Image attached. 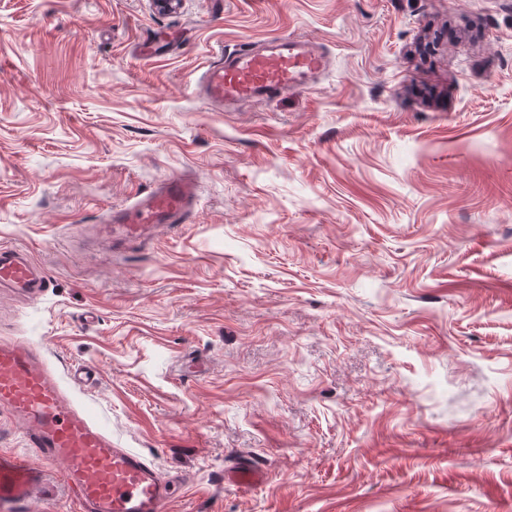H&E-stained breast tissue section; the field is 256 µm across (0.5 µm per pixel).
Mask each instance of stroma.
I'll list each match as a JSON object with an SVG mask.
<instances>
[{"label":"stroma","mask_w":512,"mask_h":512,"mask_svg":"<svg viewBox=\"0 0 512 512\" xmlns=\"http://www.w3.org/2000/svg\"><path fill=\"white\" fill-rule=\"evenodd\" d=\"M330 66L237 111L217 45ZM188 176L190 223L96 224ZM0 295L113 439L188 481L167 512H512V0H0ZM0 512H76L63 468ZM264 472L243 490L226 473ZM50 287L45 269L26 252L0 246V288L25 299H37Z\"/></svg>","instance_id":"1"}]
</instances>
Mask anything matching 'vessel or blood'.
Masks as SVG:
<instances>
[{
  "mask_svg": "<svg viewBox=\"0 0 512 512\" xmlns=\"http://www.w3.org/2000/svg\"><path fill=\"white\" fill-rule=\"evenodd\" d=\"M328 65L318 47L287 35L244 48H220L197 78L195 92L215 108L237 109L302 88ZM198 202L193 181L161 179L101 225L100 236L113 245L138 243L152 228L188 223ZM49 286L45 269L26 252L0 246L1 290L36 299ZM95 376L93 367L78 365L60 378L39 344L22 336L0 338V414L22 425L24 447L43 461L62 465L78 512H165L176 477L120 447L76 402L72 385L89 384ZM36 475L26 458L0 455V491L33 486Z\"/></svg>",
  "mask_w": 512,
  "mask_h": 512,
  "instance_id": "b4317fda",
  "label": "vessel or blood"
}]
</instances>
